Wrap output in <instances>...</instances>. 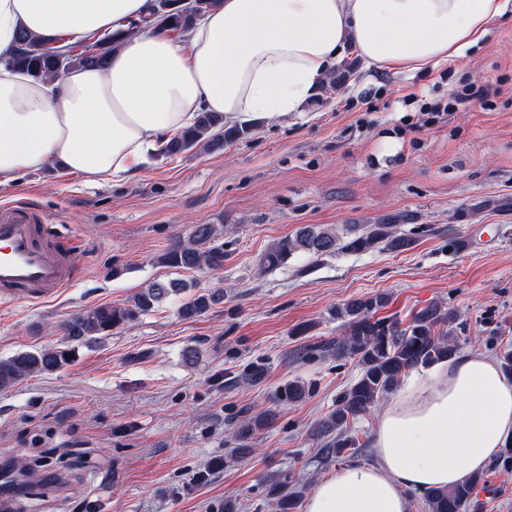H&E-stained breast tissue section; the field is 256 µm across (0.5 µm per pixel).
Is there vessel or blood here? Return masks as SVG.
<instances>
[{"instance_id":"obj_1","label":"vessel or blood","mask_w":512,"mask_h":512,"mask_svg":"<svg viewBox=\"0 0 512 512\" xmlns=\"http://www.w3.org/2000/svg\"><path fill=\"white\" fill-rule=\"evenodd\" d=\"M43 216L22 204L0 206V303H36L69 285L80 247L57 246Z\"/></svg>"}]
</instances>
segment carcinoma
<instances>
[{"label": "carcinoma", "mask_w": 512, "mask_h": 512, "mask_svg": "<svg viewBox=\"0 0 512 512\" xmlns=\"http://www.w3.org/2000/svg\"><path fill=\"white\" fill-rule=\"evenodd\" d=\"M212 4L213 0H190L187 4L184 0H149L148 13L141 22L155 24L167 32L185 33ZM139 23H128L127 30H133ZM120 35L119 31L106 32L93 44L80 48L67 43L64 37L58 38L62 45L53 46L22 28L17 34L15 51L6 63L36 78L79 66L104 68L112 51L121 44ZM251 131L250 125L227 126L221 115L201 112L195 123L173 136L160 153L174 157L192 150H220L246 139ZM223 237L224 225L197 224L188 240H175L157 257V263L175 270H219L224 267ZM380 243L391 252H403L413 240L393 230L391 224H344L340 229L304 225L273 243L264 254L262 265L266 270H275L296 255L318 259L338 252H365ZM192 288L180 279L155 280L123 306L101 305L72 314L64 324L66 346L20 351L0 361V391L11 390L33 374L59 371L72 361L76 346L112 335L115 328L137 320L173 296L191 292L179 308V315L185 320L205 314L224 297L220 291L194 292ZM384 304L381 296L348 301L336 309V317L343 320L346 333L313 348L315 352L332 353L338 359H352L359 367L358 378L338 395L336 408L315 430V436L323 440L320 452L325 463L341 461L363 447L358 436L349 432L350 421L369 414L382 397L398 388L410 371L449 359L459 347V341L448 339L443 329L456 316L443 311L439 304L418 310L405 327L377 316ZM306 393L305 383L294 380L281 389L280 398L294 402ZM483 482L484 476L475 474L451 488L427 491L429 512H482L475 489ZM268 496L275 500L278 512H295L297 499L288 490V475L269 480Z\"/></svg>", "instance_id": "1"}]
</instances>
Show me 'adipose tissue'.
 <instances>
[{
  "label": "adipose tissue",
  "instance_id": "adipose-tissue-1",
  "mask_svg": "<svg viewBox=\"0 0 512 512\" xmlns=\"http://www.w3.org/2000/svg\"><path fill=\"white\" fill-rule=\"evenodd\" d=\"M147 0H0V186L60 164L97 183L129 178L198 113L225 124L303 112L347 46L403 73L465 56L512 0H216L183 40L132 34L107 69L36 79L4 65L19 29L79 40L139 17ZM512 443V376L462 351L379 413L375 462L319 480L304 512H411L409 490L455 486Z\"/></svg>",
  "mask_w": 512,
  "mask_h": 512
}]
</instances>
